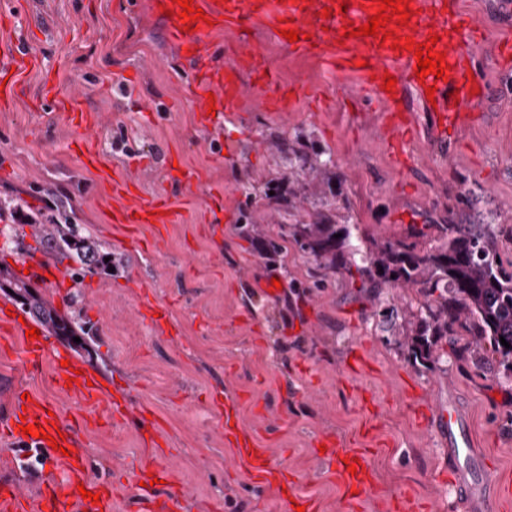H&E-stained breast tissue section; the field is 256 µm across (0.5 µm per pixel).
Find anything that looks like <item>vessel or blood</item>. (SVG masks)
I'll use <instances>...</instances> for the list:
<instances>
[{
  "instance_id": "b4317fda",
  "label": "vessel or blood",
  "mask_w": 512,
  "mask_h": 512,
  "mask_svg": "<svg viewBox=\"0 0 512 512\" xmlns=\"http://www.w3.org/2000/svg\"><path fill=\"white\" fill-rule=\"evenodd\" d=\"M339 0H193L194 7L203 9L204 20L185 23L177 17L166 18V38L178 50L188 51L196 78L190 90L202 123H209L212 113L237 111L241 97L239 72L251 70L258 87L267 90L274 86V76L268 75L265 65L252 52L238 54L237 64L224 68L213 59L206 41L213 31L240 24L244 19L272 21L276 30L295 28L300 39L293 50L322 57L337 71L359 75L374 100L383 107L382 122L391 137L388 146L396 161L406 156L407 140L419 134L422 128L415 123L412 113L403 105L406 89L423 93L425 87L435 86V104L425 105L428 126L438 144L447 145L464 112L473 109L484 91L483 82H472L468 61L473 48L484 42V33L463 12L457 0H412L413 15L407 26L396 28L403 40L426 41L438 34L435 51L446 52L450 65L447 79L428 75L416 76L417 59L414 53L392 51L382 46L379 37L357 36L343 38L345 26L357 27L367 23L379 8L374 0H349L347 7H339ZM40 59L31 46L15 40H0V104L13 102L18 86L28 71L39 68ZM394 75L397 83L393 93L383 88L385 75ZM56 109L75 128L88 130L95 119L78 107L76 96L57 87L44 89ZM103 179L120 205L112 211L113 223L121 225L129 235H136L144 224L163 226L176 222L177 214L169 198L157 193L144 198L131 194L128 182L118 176L104 174ZM25 325L18 317L0 315V333L21 339V349L32 365L45 358L56 363L53 381L60 390L86 401L99 398L100 389L92 385L90 373L75 374L73 368L63 366V354L54 348L48 336L33 340L26 338ZM56 406L40 396L31 400L13 396L6 419L0 421V438L30 455H37L44 464L60 470L61 475L41 482L33 490L23 485L7 483L0 486V512H109L112 492L108 485L92 481L86 473V463L80 451L79 439L73 427L58 424L54 415ZM448 456V474L455 488L456 498L464 512H499L502 504L512 501V486L500 483L483 464V456L474 446L470 423L456 405L432 409ZM41 425L44 435L26 436L21 425ZM59 434L58 444L48 437ZM224 436L233 442L245 462L253 484L262 489L281 490L288 482L286 469L276 463L268 449L257 444L245 428L225 426ZM328 462L336 463V473L350 500L358 502L370 483L372 472L369 451L365 448H330L324 454ZM356 461V469H349V461ZM98 494L99 503L81 497V490ZM145 512H182V495L176 488L166 492L145 494Z\"/></svg>"
}]
</instances>
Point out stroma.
Instances as JSON below:
<instances>
[{"label": "stroma", "mask_w": 512, "mask_h": 512, "mask_svg": "<svg viewBox=\"0 0 512 512\" xmlns=\"http://www.w3.org/2000/svg\"><path fill=\"white\" fill-rule=\"evenodd\" d=\"M147 2L0 0V13L15 18L9 36L32 41L43 59L25 75L23 94L0 106V230L9 231L0 267L17 275L27 261L68 275L77 269L14 219L20 208L47 222L50 200L111 253L113 265L64 291L30 281L59 314H78L89 327V350L73 357L100 380L102 404L57 391L52 361L30 365L19 339L0 335V420L13 387L55 402L62 422L79 424L88 473L111 485L113 512H139L134 468L144 460L180 489L184 512H286L276 492L252 487L225 441L230 404L319 512H395L400 496L423 512H453L455 492L440 473L444 448L423 418L433 406L461 409L494 472L512 477V379L495 353L474 363L468 337L451 336L437 348L436 369L416 368L380 318L386 308L417 304L416 289L377 296L356 272L326 271L296 244L275 256L257 248L330 201L337 217L381 241L492 214L497 249L512 260V66L493 56L495 44L512 40V20L496 0H460L486 33L470 65L488 96L448 147L409 140L408 164L399 168L387 153L381 108L360 77L288 49L268 21L217 32L208 49L230 67L248 45L278 86L296 91L293 105L282 112L263 104L245 71L238 115L202 127L188 98L193 66ZM47 81L75 90L80 108L98 113L88 141L103 168L128 178L138 194L164 191L178 223L143 229L136 244L113 226L109 187L83 165L78 134L37 100ZM286 145L310 158L330 151L336 181L305 172L290 181ZM173 163L198 181L173 180ZM270 190L293 207L269 202ZM245 222L259 237L241 236ZM145 296L168 311L160 328L142 316ZM356 353L365 370L352 371ZM110 401L121 416H106ZM322 436L371 449L375 481L357 506L319 457Z\"/></svg>", "instance_id": "35a3bbf8"}]
</instances>
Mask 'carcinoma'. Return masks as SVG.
Here are the masks:
<instances>
[{
  "label": "carcinoma",
  "mask_w": 512,
  "mask_h": 512,
  "mask_svg": "<svg viewBox=\"0 0 512 512\" xmlns=\"http://www.w3.org/2000/svg\"><path fill=\"white\" fill-rule=\"evenodd\" d=\"M432 245L405 239L372 242L366 248L357 224L336 222V208L324 202L309 214V221L294 224L291 237L313 260L334 271L353 263L368 287L416 288L423 301L400 318L395 309L382 311L383 323L395 331L407 359L427 370L440 361L439 342L448 336H471L472 356L482 360L483 343L500 354V364L512 373V261H503L495 244V225L435 224ZM41 242L80 263L73 276L80 278L109 270L101 251L64 211L49 224L35 226ZM0 290L13 291L32 319L46 326L72 347L88 350L89 331L74 318L61 316L31 286L0 268ZM81 342L76 343L73 338ZM511 344L507 348L500 339Z\"/></svg>",
  "instance_id": "carcinoma-1"
}]
</instances>
